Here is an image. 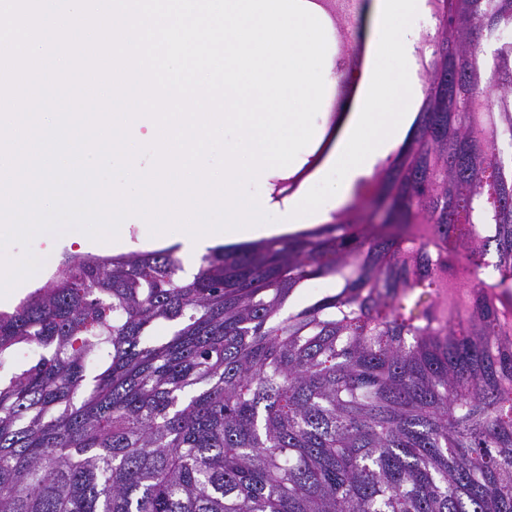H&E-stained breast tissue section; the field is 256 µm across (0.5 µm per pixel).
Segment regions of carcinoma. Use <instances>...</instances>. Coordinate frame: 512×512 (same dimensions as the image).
Here are the masks:
<instances>
[{"label": "carcinoma", "mask_w": 512, "mask_h": 512, "mask_svg": "<svg viewBox=\"0 0 512 512\" xmlns=\"http://www.w3.org/2000/svg\"><path fill=\"white\" fill-rule=\"evenodd\" d=\"M436 2L420 120L356 218L190 281L172 248L69 257L0 313V512H512V43L480 42L512 0ZM328 281L329 279L310 281L307 285V288L303 287L296 291V293L289 300V303L286 306L285 310L288 312V307L290 310H292L307 305L312 298V293L323 294L329 291V289L326 288Z\"/></svg>", "instance_id": "1"}]
</instances>
